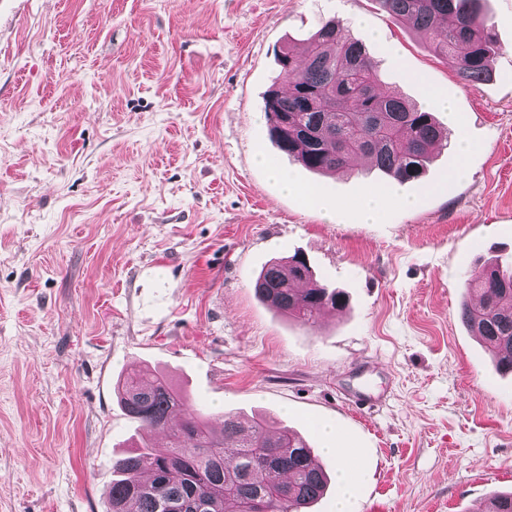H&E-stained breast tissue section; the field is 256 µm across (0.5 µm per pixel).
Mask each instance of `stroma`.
Here are the masks:
<instances>
[{"mask_svg": "<svg viewBox=\"0 0 512 512\" xmlns=\"http://www.w3.org/2000/svg\"><path fill=\"white\" fill-rule=\"evenodd\" d=\"M483 8L502 49L469 89L378 0H0V512H106L135 434L114 384L145 364L213 416L321 451L336 430L358 470L349 512H476L512 492V373L458 314L469 271L512 267V0ZM329 19L385 90L447 98L435 117L456 112L474 151L448 137L397 186L279 152L275 53ZM389 188L362 223V193ZM297 251L348 296L311 326L251 288ZM364 386L384 401L356 407Z\"/></svg>", "mask_w": 512, "mask_h": 512, "instance_id": "1", "label": "stroma"}]
</instances>
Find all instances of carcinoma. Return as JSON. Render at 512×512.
<instances>
[{
  "label": "carcinoma",
  "mask_w": 512,
  "mask_h": 512,
  "mask_svg": "<svg viewBox=\"0 0 512 512\" xmlns=\"http://www.w3.org/2000/svg\"><path fill=\"white\" fill-rule=\"evenodd\" d=\"M479 0H380L397 23L422 33L437 56L454 57L462 82L478 87L500 50L494 24ZM288 94L265 98L269 135L279 151L305 169L332 174L358 155L399 181L420 179L442 146L433 113L383 90L377 62L362 40L328 20L317 28L303 61L277 55ZM251 286L255 296L303 324L345 306V293L314 278L295 253L266 263ZM459 317L486 344L498 371H512V270L483 267L463 283ZM121 407L136 430L165 432L169 442L143 441L112 462L111 512H314L330 479L307 441L284 427L224 412L220 428L198 409L175 421L179 393L149 370L117 382ZM481 512H512V493L492 496Z\"/></svg>",
  "instance_id": "obj_1"
}]
</instances>
